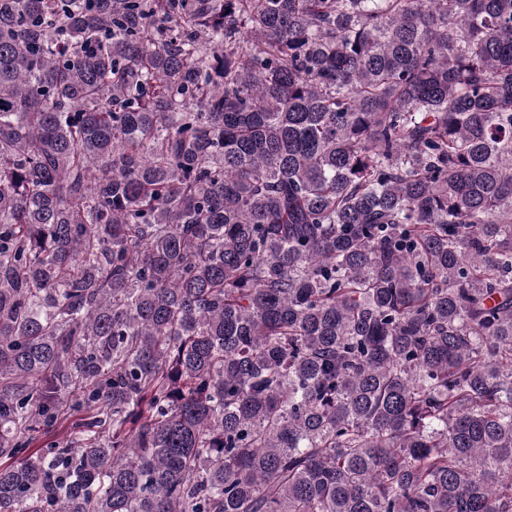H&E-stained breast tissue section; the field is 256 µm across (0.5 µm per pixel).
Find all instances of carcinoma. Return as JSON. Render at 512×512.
<instances>
[{
    "label": "carcinoma",
    "instance_id": "cac0c4a2",
    "mask_svg": "<svg viewBox=\"0 0 512 512\" xmlns=\"http://www.w3.org/2000/svg\"><path fill=\"white\" fill-rule=\"evenodd\" d=\"M0 512H512V0H0Z\"/></svg>",
    "mask_w": 512,
    "mask_h": 512
}]
</instances>
